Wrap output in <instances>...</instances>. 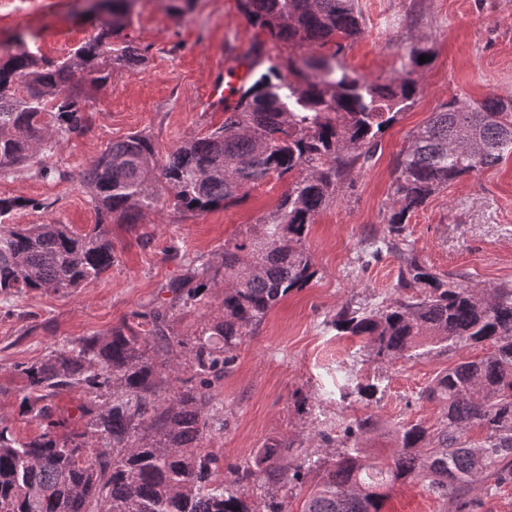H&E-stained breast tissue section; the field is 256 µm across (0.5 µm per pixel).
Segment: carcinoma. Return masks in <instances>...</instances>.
<instances>
[{"mask_svg":"<svg viewBox=\"0 0 512 512\" xmlns=\"http://www.w3.org/2000/svg\"><path fill=\"white\" fill-rule=\"evenodd\" d=\"M111 19L65 60L29 50L18 39L0 60V174L25 168L93 123L88 91L112 72L145 61L120 37L135 0H108ZM248 22L269 41L293 49L334 48L363 34L357 0H238ZM266 70L238 98L224 102V122L184 141L159 159L152 137L134 132L107 144L80 175L104 219L134 224L145 211L171 206L203 214L245 199L275 176L288 181L274 210L224 243L221 263H205L173 284L178 302L135 313L150 329L127 324L108 338L87 336L21 369L30 392L27 411L44 416L57 393L84 388L109 402L83 406L86 430L59 438L48 429L18 441L0 429V512H288L282 491L312 473L318 480L302 512H383L398 484L422 481L435 494L466 495L483 477L512 484V284L482 290L442 278L403 247L412 212L449 184L496 165L512 152V97L463 103L456 98L413 132L396 158L392 205L372 255L400 258L398 296L367 309L347 304L336 313L337 331L360 337L374 359L401 358L463 347H490L439 373L420 398L442 408L438 425H396L393 452L380 459L367 441L371 416L344 429L346 443L329 457L301 453L274 439L252 464L220 469L202 441L218 420L210 391L234 361L233 351L259 330L289 292L313 276L305 241L316 216L354 176L370 165L381 138L420 93L414 77L428 51L412 47L383 80L353 77L325 62L271 61L266 42L252 46ZM38 200L0 197V294L72 292L98 279L114 263L112 239L101 225L78 234L65 224L9 223ZM222 289L220 316L194 335H170L177 303L200 302ZM413 293H408V290ZM186 354L193 374L163 393L175 360ZM380 382L349 378L339 396L366 400ZM478 427L483 437L466 433ZM261 481V508L240 492Z\"/></svg>","mask_w":512,"mask_h":512,"instance_id":"obj_1","label":"carcinoma"}]
</instances>
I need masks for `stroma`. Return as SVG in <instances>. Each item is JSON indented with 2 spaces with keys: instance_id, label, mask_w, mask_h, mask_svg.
<instances>
[{
  "instance_id": "obj_1",
  "label": "stroma",
  "mask_w": 512,
  "mask_h": 512,
  "mask_svg": "<svg viewBox=\"0 0 512 512\" xmlns=\"http://www.w3.org/2000/svg\"><path fill=\"white\" fill-rule=\"evenodd\" d=\"M166 4L136 0L124 34L145 50L147 62L113 72L95 92L91 131L62 144L53 158L69 180H44L31 168L0 177V196L44 203L16 210L12 223L55 222L80 233L102 223L116 256L109 271L76 291L0 296V428L17 438L40 435L50 420L63 434L84 431L81 410L89 400L83 390L64 391L50 401V420L32 417L23 403L27 381L20 365L86 336H110L133 313L172 307V283L219 261L225 241L256 224L287 188L273 178L245 201L197 216L166 208L135 224L100 220L79 180L92 157L134 131L150 133L163 155L222 123L210 87L249 70L250 49L262 37L237 0H192L182 13ZM358 7L363 34L338 56L350 74L386 77L414 46L430 49L432 59L416 75V102L386 132L371 166L311 224L306 247L313 277L238 345L231 368L214 381L224 426L203 445L226 468L247 466L272 438L317 451L311 437L325 421L342 428L369 415L385 426L437 425L439 406L419 393L470 354L462 348L381 363L359 337L338 334L331 321L346 303L371 308L395 296L398 257L385 252L366 266L360 258L385 227L394 162L411 133L451 98L512 95V0H358ZM96 32L81 0H0V43L20 36L32 51L63 58ZM404 239L436 273L464 277L479 289L512 283V153L435 193L411 214ZM348 376L381 379L384 389L369 401L341 400L336 385ZM384 512H512V484L489 494L473 490L461 503L438 497L424 483H405L392 489Z\"/></svg>"
}]
</instances>
